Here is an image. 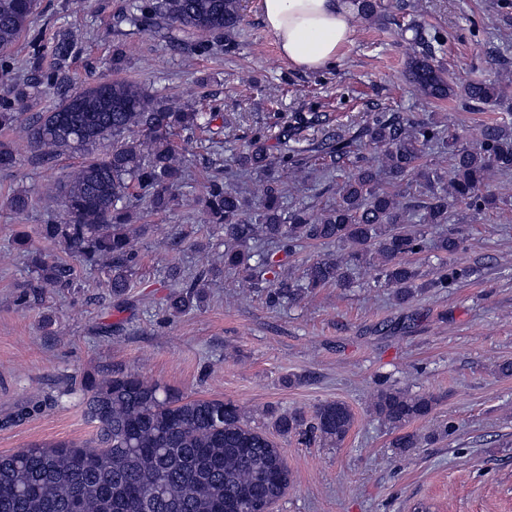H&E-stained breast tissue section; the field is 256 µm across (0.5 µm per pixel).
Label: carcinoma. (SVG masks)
I'll list each match as a JSON object with an SVG mask.
<instances>
[{"label":"carcinoma","mask_w":512,"mask_h":512,"mask_svg":"<svg viewBox=\"0 0 512 512\" xmlns=\"http://www.w3.org/2000/svg\"><path fill=\"white\" fill-rule=\"evenodd\" d=\"M366 20L384 17L381 0H352ZM37 0H0V50L12 47L28 30ZM242 0H132L118 24L151 32L164 31L175 46L181 36L198 49L213 40L228 41L243 22ZM413 56L404 72L416 93L442 102L459 96L474 110L502 99L506 78L499 57L488 64L500 71L469 77L460 84L448 81L437 64L448 34L442 29L414 25ZM83 38L78 30L53 47L54 62L45 68L33 63V78L12 96L0 97V128L19 119L16 109L58 83V72L73 46ZM217 112L146 90L128 78L100 79L63 93L51 110L38 115L28 143L49 158L65 152H84L101 146L93 156L59 179L48 195L58 219L42 224L41 238L58 245L68 257L95 267L112 296L122 298L131 288L137 253L131 223L144 211H174L185 195V150L172 137L186 142L213 134ZM323 114L293 113L277 139L279 156H272L257 138L234 156L241 168L266 174L268 186L257 201L231 187L222 172H211L197 197L205 222L224 230V266L242 268L252 287L271 289L269 302H295L310 289L349 288L353 271L371 255L379 260L385 283L401 303L427 288L448 289L468 278L473 269L455 262L442 264L436 278L419 284L418 271L405 256L423 252L428 239L408 224L437 228L450 223L452 209L462 203L473 216L498 206L487 190L493 171H512V125L506 118L483 124L471 143L441 128L434 117L417 118L406 112H373L356 134L347 138L326 131ZM324 131L317 149L342 172L335 201L316 213L305 205L288 206L277 187L274 165H299L302 149L289 144L302 128ZM382 149V169L357 152V143ZM432 146L448 154L453 177L445 181L421 162L423 149ZM414 183L418 195L401 203L393 189ZM343 245L347 258H321L308 264L297 278L283 274L274 244L293 252L309 243ZM463 244L459 232L440 233L436 249L456 254ZM34 288H70L76 268L62 258L50 259L28 250ZM218 270L209 267L189 279L177 268L170 276L180 291L167 301L183 312L197 301L199 289ZM78 390L96 435L86 444L57 443L0 453V512H237L239 498L278 501L288 490L290 473L271 433L250 425L241 406L221 399L178 396L135 373L97 378L86 374L48 398H35L20 407L23 420ZM431 395H412L390 385L373 395V413L397 432L393 447L405 451L432 439L456 433L451 421L429 435L407 427L431 413ZM354 422L351 408L326 402L311 417L285 411L273 422L275 433L294 435L302 443L340 446Z\"/></svg>","instance_id":"carcinoma-1"}]
</instances>
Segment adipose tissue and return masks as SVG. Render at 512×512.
Masks as SVG:
<instances>
[{"label": "adipose tissue", "instance_id": "obj_1", "mask_svg": "<svg viewBox=\"0 0 512 512\" xmlns=\"http://www.w3.org/2000/svg\"><path fill=\"white\" fill-rule=\"evenodd\" d=\"M261 15L281 56L299 70L332 65L355 33L351 0H261Z\"/></svg>", "mask_w": 512, "mask_h": 512}]
</instances>
